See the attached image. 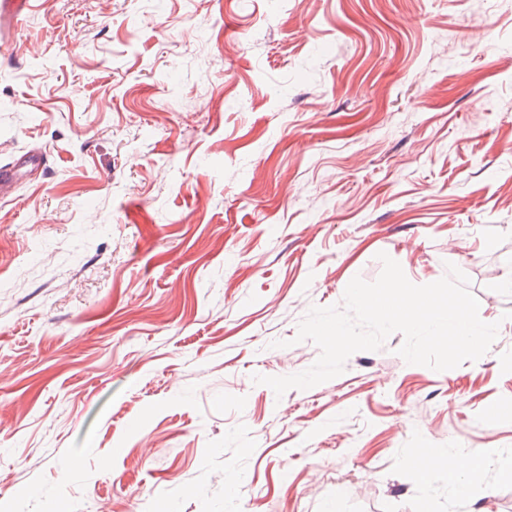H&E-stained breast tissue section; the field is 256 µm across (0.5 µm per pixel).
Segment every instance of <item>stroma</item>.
<instances>
[{
    "label": "stroma",
    "mask_w": 512,
    "mask_h": 512,
    "mask_svg": "<svg viewBox=\"0 0 512 512\" xmlns=\"http://www.w3.org/2000/svg\"><path fill=\"white\" fill-rule=\"evenodd\" d=\"M0 512H512L480 367L309 368L314 306L457 266L512 312V0H29L0 23ZM417 448L485 451L474 498Z\"/></svg>",
    "instance_id": "1"
}]
</instances>
